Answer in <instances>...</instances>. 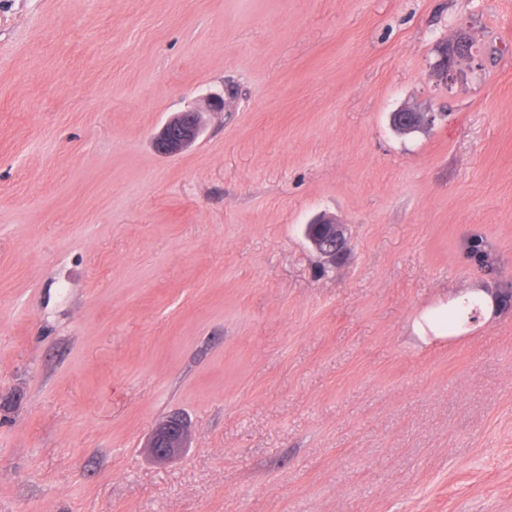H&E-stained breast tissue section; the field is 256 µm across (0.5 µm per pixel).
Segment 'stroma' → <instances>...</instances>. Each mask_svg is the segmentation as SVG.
<instances>
[{
  "label": "stroma",
  "instance_id": "stroma-1",
  "mask_svg": "<svg viewBox=\"0 0 512 512\" xmlns=\"http://www.w3.org/2000/svg\"><path fill=\"white\" fill-rule=\"evenodd\" d=\"M476 284L512 290V0H0V512H512V307L416 331ZM460 45L457 51L456 46ZM475 62V54L471 47V41L465 33H460L452 45L443 43L438 48L437 58L433 64V72L436 78L445 83H454L463 67H472ZM434 120V115L421 112L414 105L409 103L401 104L394 112H391L390 123L395 130H403L412 133L422 126ZM202 131L199 112L186 110L172 116L155 137L157 150L166 156L177 155L189 148ZM308 224H314V235L306 237L311 249L322 259V264L336 266L343 261L349 251L350 244L345 224L336 217L321 214ZM467 257L486 272H492L493 262H490L489 246L482 236H471L466 243ZM188 435V428L179 417L168 416L155 425L146 447L158 460H171L186 447Z\"/></svg>",
  "mask_w": 512,
  "mask_h": 512
}]
</instances>
